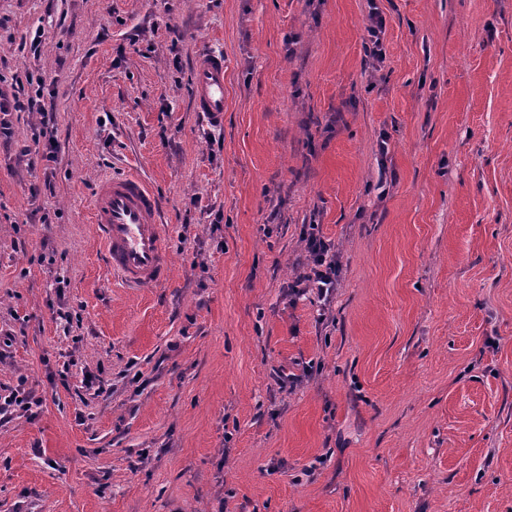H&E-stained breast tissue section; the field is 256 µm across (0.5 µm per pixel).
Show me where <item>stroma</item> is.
I'll return each mask as SVG.
<instances>
[{
  "label": "stroma",
  "instance_id": "obj_1",
  "mask_svg": "<svg viewBox=\"0 0 512 512\" xmlns=\"http://www.w3.org/2000/svg\"><path fill=\"white\" fill-rule=\"evenodd\" d=\"M29 75L55 133L6 115L0 391L42 404L0 420V512H512V0H0V91ZM127 172L155 288L91 219ZM385 29V18L377 11L376 7H372L369 13V24L366 28L368 33V52L372 60H382L385 57L382 34ZM224 101V55L203 50L194 63V110L212 122L221 123ZM92 222L105 264L125 287L149 288L168 280L171 266L159 200L142 177H101ZM315 230L314 224L309 225L305 237L312 257L311 271L299 279L298 285L306 283V287L317 288L319 294L326 296L331 288H336V255L329 257L330 246Z\"/></svg>",
  "mask_w": 512,
  "mask_h": 512
}]
</instances>
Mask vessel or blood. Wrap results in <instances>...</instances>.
Returning a JSON list of instances; mask_svg holds the SVG:
<instances>
[{
  "label": "vessel or blood",
  "mask_w": 512,
  "mask_h": 512,
  "mask_svg": "<svg viewBox=\"0 0 512 512\" xmlns=\"http://www.w3.org/2000/svg\"><path fill=\"white\" fill-rule=\"evenodd\" d=\"M224 101V57L201 51L194 63V109L220 123ZM92 222L105 264L125 287L149 288L168 280L171 266L159 201L142 177H101L93 196Z\"/></svg>",
  "instance_id": "vessel-or-blood-1"
}]
</instances>
